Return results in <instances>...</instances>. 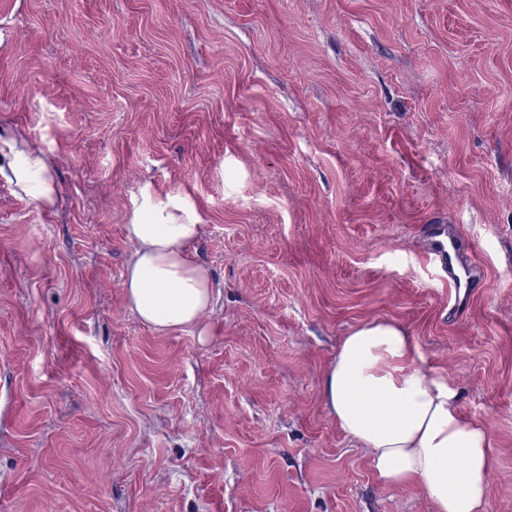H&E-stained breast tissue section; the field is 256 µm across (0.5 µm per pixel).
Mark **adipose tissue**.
Listing matches in <instances>:
<instances>
[{
    "label": "adipose tissue",
    "mask_w": 512,
    "mask_h": 512,
    "mask_svg": "<svg viewBox=\"0 0 512 512\" xmlns=\"http://www.w3.org/2000/svg\"><path fill=\"white\" fill-rule=\"evenodd\" d=\"M4 151L10 181L38 205H53L57 189L45 160L17 138L0 139ZM202 232L193 209L175 213L148 201L126 226L135 245L124 275L127 300L155 330L192 325L211 304V275L190 253ZM322 392L329 414L368 450L382 483H418L435 512H488L490 440L461 414L456 384L421 365L401 327L370 323L345 336Z\"/></svg>",
    "instance_id": "adipose-tissue-1"
}]
</instances>
